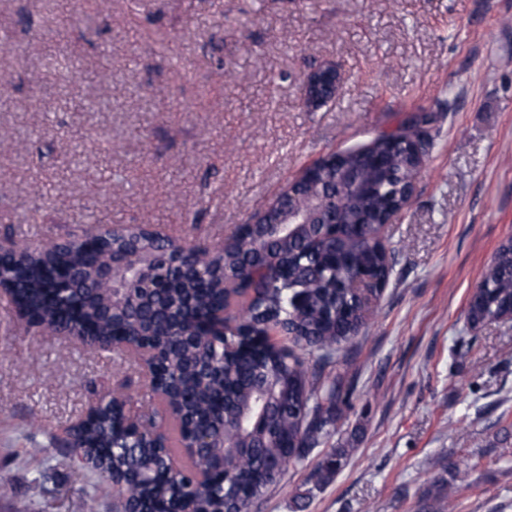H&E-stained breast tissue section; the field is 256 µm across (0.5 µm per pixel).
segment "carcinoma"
Wrapping results in <instances>:
<instances>
[{
    "label": "carcinoma",
    "mask_w": 512,
    "mask_h": 512,
    "mask_svg": "<svg viewBox=\"0 0 512 512\" xmlns=\"http://www.w3.org/2000/svg\"><path fill=\"white\" fill-rule=\"evenodd\" d=\"M41 2L57 35L84 37L81 20L65 10L62 0ZM43 55L48 77L70 80V63L48 49ZM378 149L386 159L384 168L371 166L361 149L351 148L292 196L294 208L336 211L339 235L320 251L311 247L312 224L300 225L294 234L240 224L219 253L194 245L197 258L182 271L172 265L167 242L148 233L140 235V249L124 265L108 266L112 250L124 245L121 230L105 236L97 268L88 266L75 245L50 256L28 252L7 260L5 278L15 287L14 301L30 311L55 319L70 310L73 320L94 326L103 338L121 330L127 347L116 352L130 368L137 364L132 348L142 340L162 349L164 380L147 383L156 403H148L134 424L141 434L122 428L124 407L131 401L126 383L113 392L115 405L81 424V455L111 476L115 512H164L185 500L192 512H252L296 457L295 450L312 448L331 435L342 387L336 378L323 376L324 367L336 346L356 335L365 321L364 314L354 311L356 296L341 292L338 283L359 273L388 280L389 251L372 246V224L382 220L392 199L411 190L414 175L415 160L403 151L386 143ZM348 172L371 185V191L349 194ZM269 254L288 267V284L275 286L269 280L227 286L249 277V268ZM147 264L155 269L158 290L143 300L128 289L132 271ZM57 268L74 271L73 291L66 299L50 292ZM479 288L480 302L467 311L472 324L493 319L512 299V244L501 247ZM298 295L305 297L301 307L295 303ZM217 304L228 313L224 339H175ZM272 330L292 336L316 355L312 365L274 341ZM169 405L179 408L180 419H166ZM188 426L206 431L210 447L170 474L165 460L185 444ZM345 455L340 448L326 458L325 476L340 469ZM206 470L213 471L211 485L195 488L197 473Z\"/></svg>",
    "instance_id": "carcinoma-1"
}]
</instances>
